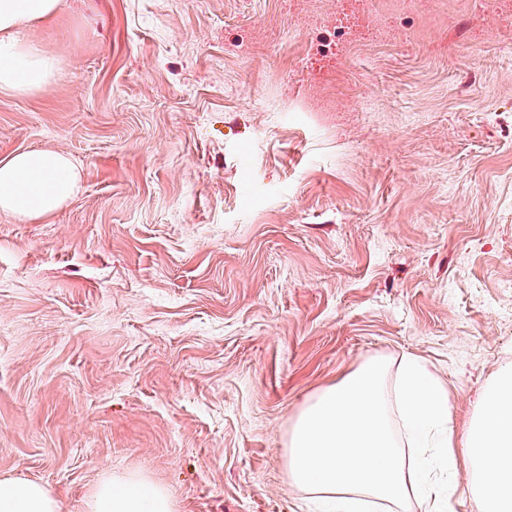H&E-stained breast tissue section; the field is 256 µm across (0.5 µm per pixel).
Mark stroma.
<instances>
[{"mask_svg":"<svg viewBox=\"0 0 512 512\" xmlns=\"http://www.w3.org/2000/svg\"><path fill=\"white\" fill-rule=\"evenodd\" d=\"M0 157L70 155L0 213V476L84 512H312L284 448L366 360L420 361L461 437L512 365V0H64ZM82 167L70 156L26 149L0 158V212L23 220L49 216L81 188ZM170 491L136 471H110L85 502L84 512H175Z\"/></svg>","mask_w":512,"mask_h":512,"instance_id":"obj_1","label":"stroma"}]
</instances>
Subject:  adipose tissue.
<instances>
[{
    "label": "adipose tissue",
    "mask_w": 512,
    "mask_h": 512,
    "mask_svg": "<svg viewBox=\"0 0 512 512\" xmlns=\"http://www.w3.org/2000/svg\"><path fill=\"white\" fill-rule=\"evenodd\" d=\"M61 0H0V93L49 88L60 62L26 28L53 22ZM82 168L60 152L26 149L0 158V212L23 220L49 216L79 192ZM379 359L315 394L298 414L287 450L288 480L327 512L372 505L402 512H445L463 446L473 491L484 512H512V366H505L481 401L462 440L448 431V395L413 358L394 384ZM0 512H62L44 483L0 476ZM84 512H175L170 491L136 471H110Z\"/></svg>",
    "instance_id": "adipose-tissue-1"
}]
</instances>
